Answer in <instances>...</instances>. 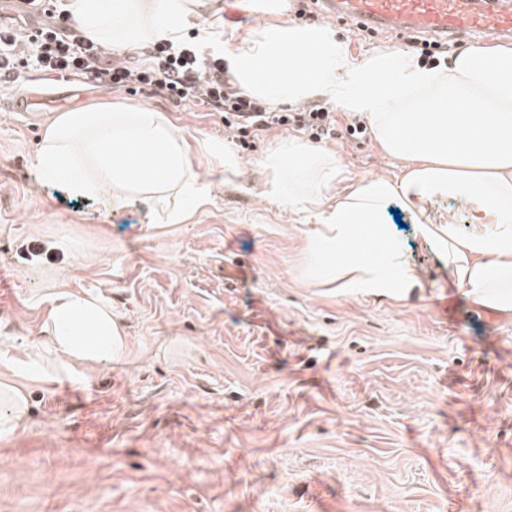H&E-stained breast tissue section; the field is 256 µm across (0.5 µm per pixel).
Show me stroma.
<instances>
[{
    "label": "stroma",
    "mask_w": 512,
    "mask_h": 512,
    "mask_svg": "<svg viewBox=\"0 0 512 512\" xmlns=\"http://www.w3.org/2000/svg\"><path fill=\"white\" fill-rule=\"evenodd\" d=\"M284 21L327 27L357 58L413 50L297 0L279 17L200 0L182 35L236 44ZM71 84L80 107L149 108L184 130L208 204L162 227L143 200L108 210L46 182L36 155L59 108L12 103ZM289 138L309 136L263 133L228 179L199 148L223 143L222 113L77 77L0 86V351L41 339V301L60 288L100 297L129 337L121 362L81 382L20 379L29 415L0 440V512H512V315L473 304L396 200L389 231L422 291L306 280L301 216L262 194V157ZM327 148L356 181L404 167L369 136Z\"/></svg>",
    "instance_id": "1"
}]
</instances>
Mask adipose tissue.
<instances>
[{"mask_svg": "<svg viewBox=\"0 0 512 512\" xmlns=\"http://www.w3.org/2000/svg\"><path fill=\"white\" fill-rule=\"evenodd\" d=\"M198 0H75L72 14L87 39L125 52L161 37L179 39ZM314 50L299 64L298 50ZM242 89L274 104L315 97L362 113L386 155L406 160L401 175L350 182L336 153L289 140L263 158L266 197L303 214L309 245L306 277L317 284L365 288L408 297L418 271L400 261L383 205L400 200L421 212L437 196L461 197L471 207L469 233L454 220L420 225L437 245L440 265L477 306L512 314V45L475 43L440 69L409 54L379 50L354 58L347 45L317 26L273 25L225 47ZM191 145L160 112L146 108L75 109L59 113L44 131L37 166L45 180L93 193L107 205L132 197L155 202L167 224L187 219L186 207L205 204L209 185L196 174ZM181 195L185 208L170 206ZM367 224L384 260L368 261L352 247L356 225ZM40 344L1 361L0 439L17 436L28 413L18 378L40 374L45 356L75 379L102 362L125 358L124 327L95 295L71 289L44 299Z\"/></svg>", "mask_w": 512, "mask_h": 512, "instance_id": "obj_1", "label": "adipose tissue"}]
</instances>
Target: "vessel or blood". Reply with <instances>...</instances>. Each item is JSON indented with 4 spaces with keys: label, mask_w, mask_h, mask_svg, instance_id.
<instances>
[{
    "label": "vessel or blood",
    "mask_w": 512,
    "mask_h": 512,
    "mask_svg": "<svg viewBox=\"0 0 512 512\" xmlns=\"http://www.w3.org/2000/svg\"><path fill=\"white\" fill-rule=\"evenodd\" d=\"M324 12L365 35H423L436 42L512 38V0H320Z\"/></svg>",
    "instance_id": "vessel-or-blood-1"
}]
</instances>
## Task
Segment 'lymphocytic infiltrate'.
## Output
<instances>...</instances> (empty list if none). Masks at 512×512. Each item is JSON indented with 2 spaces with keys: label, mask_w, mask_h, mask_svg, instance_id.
Masks as SVG:
<instances>
[{
  "label": "lymphocytic infiltrate",
  "mask_w": 512,
  "mask_h": 512,
  "mask_svg": "<svg viewBox=\"0 0 512 512\" xmlns=\"http://www.w3.org/2000/svg\"><path fill=\"white\" fill-rule=\"evenodd\" d=\"M23 3L28 9L43 10L46 21L35 28L0 24V83L17 81L19 63L28 60L44 80L76 76L113 90L148 89L179 104L223 113L225 138L244 148L250 138L277 126L307 131L320 141L337 133L336 117L323 105L279 112L240 89L224 61L223 47L206 54L191 41L159 39L144 47L141 62L133 63L87 38L66 34L63 23L71 14L62 0L48 9L43 0Z\"/></svg>",
  "instance_id": "obj_1"
}]
</instances>
